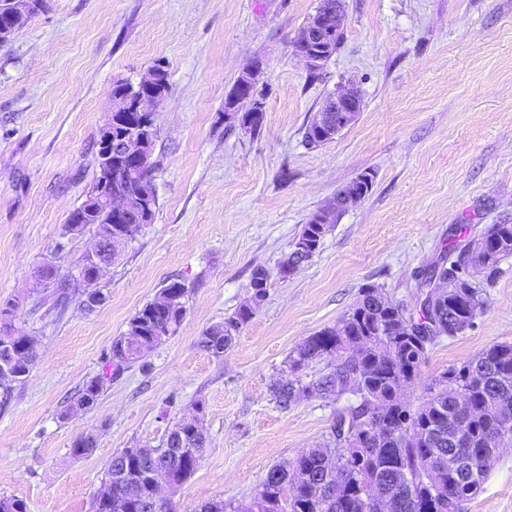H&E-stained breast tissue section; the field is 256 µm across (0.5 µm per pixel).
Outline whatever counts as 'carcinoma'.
<instances>
[{
  "label": "carcinoma",
  "mask_w": 512,
  "mask_h": 512,
  "mask_svg": "<svg viewBox=\"0 0 512 512\" xmlns=\"http://www.w3.org/2000/svg\"><path fill=\"white\" fill-rule=\"evenodd\" d=\"M112 189L130 201L127 214L112 215L100 199L88 192L76 207L79 219L67 218L61 237L73 240L94 229L96 256H83L79 276L89 275L95 262L112 263L120 251L134 243L142 228L152 223L158 204L152 169L132 159L112 155ZM330 223L318 215L302 227L281 273L299 264L295 255L314 256ZM512 257V224H490L481 236L462 248L446 245L424 272L420 284L433 283L445 274L446 264L466 261L476 268L474 277L448 280L434 307L419 304L409 312L394 303L375 284L360 290L355 305L333 327L308 337L285 361L288 378L271 386L273 400L286 409L313 396L339 400L351 393L356 403L336 409L331 437L305 449L290 468L272 466L253 500L256 512H379L377 503L394 501L397 512H459L460 503L476 495L487 472H448V461L465 466L481 455L499 419L512 416V344H495L459 367L453 366L424 385L423 400L414 407L400 391L416 381L429 352L444 338L472 328L487 307V288L494 283L500 261ZM46 279L53 307L79 296L74 280L64 277L52 262L39 266ZM269 271L258 266L250 278V304L239 308L224 323L207 328L198 340L200 349L221 357L240 327L260 308L267 296ZM185 286L173 281L130 319L126 332L112 342L108 354L114 372L86 382L70 405L88 410L98 400L105 380L143 360L144 355L174 335L184 315ZM38 341L25 333L0 337V363L10 365L16 377L0 376V393L11 396L15 383L30 373ZM327 360V369L309 381V365ZM95 447L90 434L72 443L75 456ZM207 437L196 421L176 423L158 448H129L121 460L109 459L104 491L94 502L95 512H116L122 500L126 512H169L152 508L151 477L156 470L169 473L181 485L198 467Z\"/></svg>",
  "instance_id": "obj_1"
}]
</instances>
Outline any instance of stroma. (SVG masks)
<instances>
[{"label": "stroma", "mask_w": 512, "mask_h": 512, "mask_svg": "<svg viewBox=\"0 0 512 512\" xmlns=\"http://www.w3.org/2000/svg\"><path fill=\"white\" fill-rule=\"evenodd\" d=\"M319 0H43L0 46V302L6 327L34 335L39 357L0 403V497L27 512H93L105 467L126 448L155 447L198 416L209 437L175 512L224 500L246 512L267 470L328 438L340 401L278 409L270 387L289 352L335 326L362 285L416 307V279L458 226L512 224V0H345L343 40L319 76L295 41ZM260 64L259 131L224 110L239 75ZM162 66L155 115L152 224L105 270L106 302L44 303L34 270L58 258L74 273L93 232L60 233L95 173L94 141L112 85ZM361 91L357 120L318 148L306 127L344 82ZM373 186L331 225L319 252L281 277L278 265L313 213L359 174ZM267 297L224 356L197 345L249 298L254 267ZM187 288L178 332L107 382L91 410L66 415L101 374L113 339L170 281ZM474 328L430 352L404 397L497 343L512 342V257ZM91 454L74 456L77 436ZM460 512H512V447L492 461Z\"/></svg>", "instance_id": "obj_1"}]
</instances>
